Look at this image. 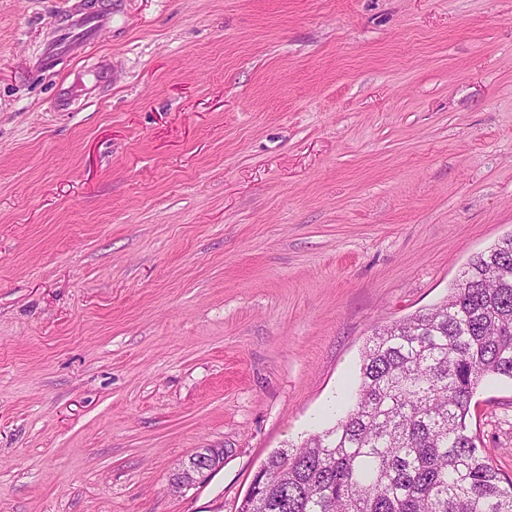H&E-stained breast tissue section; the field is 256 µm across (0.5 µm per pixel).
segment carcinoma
Instances as JSON below:
<instances>
[{"mask_svg":"<svg viewBox=\"0 0 512 512\" xmlns=\"http://www.w3.org/2000/svg\"><path fill=\"white\" fill-rule=\"evenodd\" d=\"M489 377L512 381V234L472 256L446 301L375 329L354 403L270 453L238 512H512V478L470 428Z\"/></svg>","mask_w":512,"mask_h":512,"instance_id":"1","label":"carcinoma"}]
</instances>
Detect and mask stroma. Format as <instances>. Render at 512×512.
I'll use <instances>...</instances> for the list:
<instances>
[{
    "label": "stroma",
    "instance_id": "35a3bbf8",
    "mask_svg": "<svg viewBox=\"0 0 512 512\" xmlns=\"http://www.w3.org/2000/svg\"><path fill=\"white\" fill-rule=\"evenodd\" d=\"M510 232L512 0H0V512H238ZM471 429L512 477V382ZM112 24V13L80 12L69 16L60 28L59 34L44 51L47 61L63 48L73 49L79 45L91 43L97 35ZM191 460H193V458ZM191 460L174 481L172 485L174 488L182 489L193 486L196 483H201L208 475V472H211L205 461L202 460L196 466H193Z\"/></svg>",
    "mask_w": 512,
    "mask_h": 512
}]
</instances>
